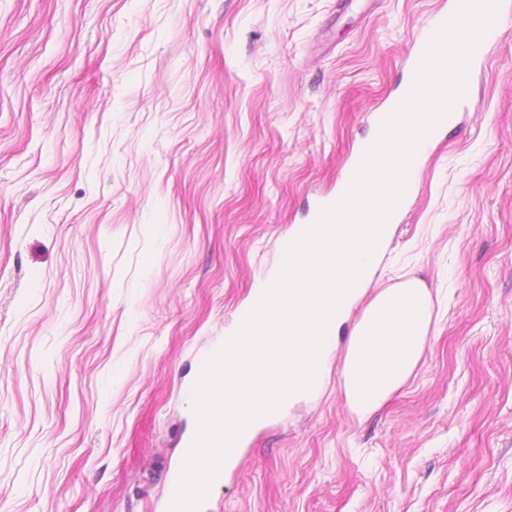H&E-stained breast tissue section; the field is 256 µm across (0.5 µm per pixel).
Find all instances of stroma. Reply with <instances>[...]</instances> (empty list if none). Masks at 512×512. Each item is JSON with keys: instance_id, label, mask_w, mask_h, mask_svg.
Returning a JSON list of instances; mask_svg holds the SVG:
<instances>
[{"instance_id": "stroma-1", "label": "stroma", "mask_w": 512, "mask_h": 512, "mask_svg": "<svg viewBox=\"0 0 512 512\" xmlns=\"http://www.w3.org/2000/svg\"><path fill=\"white\" fill-rule=\"evenodd\" d=\"M448 0H0V512H168L189 381L335 193ZM360 306L421 279L359 416L250 425L204 512H512V30L471 61Z\"/></svg>"}]
</instances>
